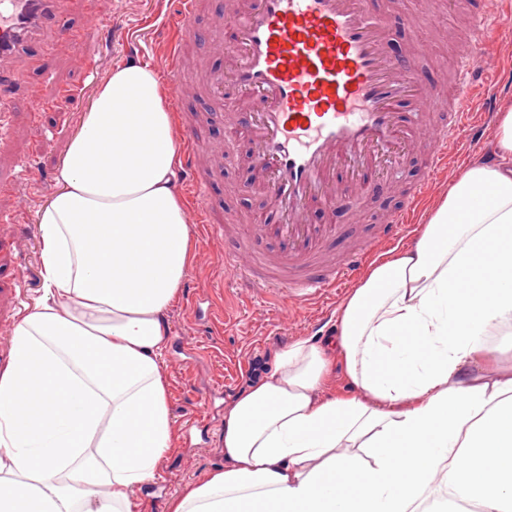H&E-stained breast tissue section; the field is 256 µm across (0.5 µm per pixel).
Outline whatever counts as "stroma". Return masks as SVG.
Returning <instances> with one entry per match:
<instances>
[{
  "label": "stroma",
  "instance_id": "obj_1",
  "mask_svg": "<svg viewBox=\"0 0 512 512\" xmlns=\"http://www.w3.org/2000/svg\"><path fill=\"white\" fill-rule=\"evenodd\" d=\"M414 15H432L437 27L408 31L394 27L393 55L404 54L410 42L423 50L418 63L422 82L433 92L447 95L453 80L454 36L476 8L475 0H404ZM97 20L86 16L83 0H69L65 17L83 30L93 52L74 51L59 41L53 53L36 60L19 75L12 107L0 112V179L11 192L0 193V315L16 316L31 303L40 286L41 247L36 213L59 189V163L82 113L97 85L112 68L135 60L150 64L169 30L160 24L167 0H101ZM499 51L504 77H490L474 88L469 107L480 111L487 94L498 102L512 100V22L502 21L489 32ZM236 162L225 163L224 174L211 191L214 202L224 205L228 222L242 224L258 209L269 208L266 195L249 189L245 162L251 149L236 145ZM424 170L414 157L399 173L380 176L382 189L363 201L362 221L378 224L400 208L408 188ZM193 258L178 300L167 312L169 340L163 353L169 384V405L174 422L173 447L161 462L158 488H136L134 512H167V504L190 482L204 479L219 468V429L224 410L234 394L249 384L247 370L239 371L233 394H216L225 373L235 362L249 363L267 373L275 353L293 342H316L334 332L339 300L323 309L283 322L279 304L267 300L254 312L250 299L233 293L224 273V248L206 237L201 225L190 227ZM207 291L220 311L219 328H208L194 304L197 293ZM196 337L199 347L190 351L176 344L177 336Z\"/></svg>",
  "mask_w": 512,
  "mask_h": 512
}]
</instances>
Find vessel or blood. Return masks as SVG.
<instances>
[{"instance_id": "1", "label": "vessel or blood", "mask_w": 512, "mask_h": 512, "mask_svg": "<svg viewBox=\"0 0 512 512\" xmlns=\"http://www.w3.org/2000/svg\"><path fill=\"white\" fill-rule=\"evenodd\" d=\"M366 0H235L234 26L213 15L204 27L212 51L232 56L231 71L204 68L194 87L181 78L184 50L205 0H176V31L161 64L171 77L178 112L181 166L200 206L189 221L224 242V211L210 198L224 173L225 143H249L253 182L272 211L253 214L246 232L271 243L266 253L239 245L224 252V269L240 295L279 299L284 314L298 315L334 299L381 247L397 241L410 214L405 208L374 225L357 247L337 252L345 226L335 223L338 202L370 193L384 168H400L411 149L425 144V177L408 192L423 198L449 158L479 145L492 112H467L472 87L498 71L497 52L482 27L499 11L483 0L458 52L447 99L422 94L414 78L417 49L390 55L388 30L372 18ZM61 0H0V81L16 64L47 54L66 31ZM239 91L224 96L225 83ZM207 96L211 115L224 118L223 137L203 140L197 116L187 112L189 92ZM319 203L323 223L312 221Z\"/></svg>"}]
</instances>
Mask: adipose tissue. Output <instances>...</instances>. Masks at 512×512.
I'll return each mask as SVG.
<instances>
[{
	"instance_id": "ef3b65f1",
	"label": "adipose tissue",
	"mask_w": 512,
	"mask_h": 512,
	"mask_svg": "<svg viewBox=\"0 0 512 512\" xmlns=\"http://www.w3.org/2000/svg\"><path fill=\"white\" fill-rule=\"evenodd\" d=\"M417 238L225 411L169 512H512V103ZM158 72L116 66L37 213L41 288L0 369V512H132L170 452L166 312L191 256ZM343 364L354 396L327 397Z\"/></svg>"
}]
</instances>
